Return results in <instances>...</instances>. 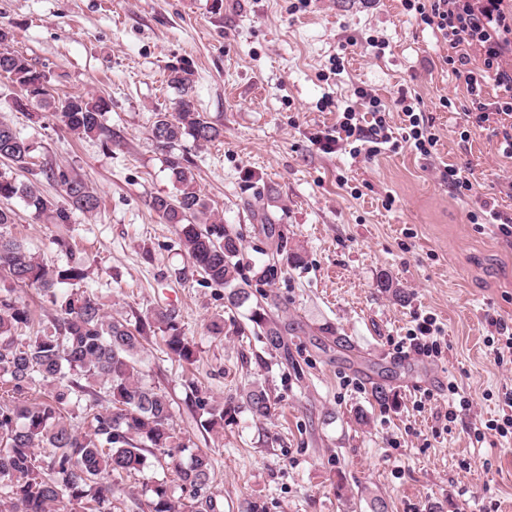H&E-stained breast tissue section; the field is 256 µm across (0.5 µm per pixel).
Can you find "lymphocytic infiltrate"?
<instances>
[{
	"mask_svg": "<svg viewBox=\"0 0 512 512\" xmlns=\"http://www.w3.org/2000/svg\"><path fill=\"white\" fill-rule=\"evenodd\" d=\"M406 11L430 27L445 48L442 57L465 89L464 111L472 127L492 126L502 157L512 159V0H402ZM355 103L317 140L320 150L349 148L373 157L392 143L389 106L364 87L353 89ZM404 115L400 136L416 152L433 156L439 142L421 100L400 91L394 101Z\"/></svg>",
	"mask_w": 512,
	"mask_h": 512,
	"instance_id": "1",
	"label": "lymphocytic infiltrate"
}]
</instances>
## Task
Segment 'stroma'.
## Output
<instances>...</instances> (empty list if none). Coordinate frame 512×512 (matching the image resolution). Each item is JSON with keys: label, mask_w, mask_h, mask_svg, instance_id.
<instances>
[{"label": "stroma", "mask_w": 512, "mask_h": 512, "mask_svg": "<svg viewBox=\"0 0 512 512\" xmlns=\"http://www.w3.org/2000/svg\"><path fill=\"white\" fill-rule=\"evenodd\" d=\"M291 2L0 0V28L12 31L13 48L48 76L55 96L109 103L103 133L75 139L52 107L41 120L17 108L20 91L0 73V121L35 147L30 170L0 160V171L59 202L61 187L44 174L59 165L102 198L97 211L67 224L47 223L22 198L2 199L17 215L9 231L48 265L82 259L85 286L107 313L176 311L197 360L188 367L148 345L144 380L170 396L176 434L209 451L223 512H372L377 498L387 512H512V438L474 437L502 417V394L512 389V362L497 364L488 349L499 324L512 328V247L468 219L485 200L512 213L502 192L512 160L491 131L461 140L463 84L442 63L431 28L401 0H311L294 14ZM372 37L387 42L384 56ZM339 52L346 70L329 76ZM179 62L192 71L195 109L224 130L211 143L184 139L179 152L241 241L252 300H269L272 319L288 323V357L268 350L248 308L229 306L227 289L203 281L151 208L153 197L173 191L151 128L178 100L168 68ZM359 84L388 102L403 89L418 94L439 137L436 154L403 146L355 159L318 150L314 137L335 124ZM444 97L455 108H443ZM443 162L463 167L470 197L458 199L438 180ZM263 213L300 258L271 283L254 279L272 251ZM59 235L72 254L54 245ZM383 275L391 290L379 288ZM420 314L444 329L441 359L396 350ZM217 316L218 337L208 331ZM328 326L350 339L353 354L337 351ZM190 379L221 402L261 384L271 416L256 421L242 411L224 430L204 431ZM452 381L473 408L451 422ZM376 383L385 403L372 396ZM156 480L181 496L171 467L152 461L113 485L119 512H138Z\"/></svg>", "instance_id": "stroma-1"}]
</instances>
